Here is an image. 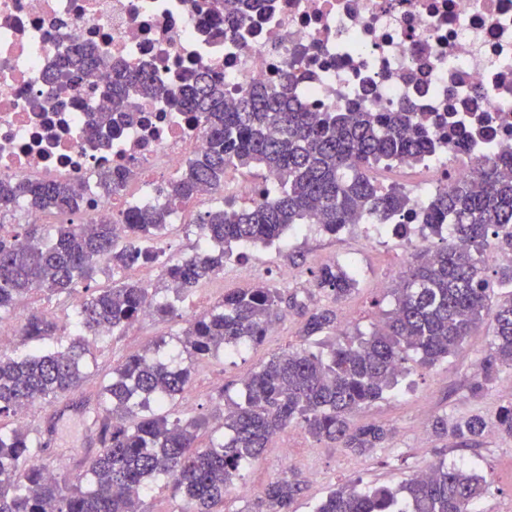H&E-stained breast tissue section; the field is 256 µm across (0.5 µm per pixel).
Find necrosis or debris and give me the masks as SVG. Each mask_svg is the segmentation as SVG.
<instances>
[{
	"mask_svg": "<svg viewBox=\"0 0 512 512\" xmlns=\"http://www.w3.org/2000/svg\"><path fill=\"white\" fill-rule=\"evenodd\" d=\"M223 9L222 0H0V179L77 182L83 222L110 224L129 206L163 204L173 175L204 151L201 124L162 98L137 100L136 123L98 136L111 70H53L77 45L171 92L210 71L228 105L288 72L290 94L314 112L444 114L469 139L415 163L425 177L405 188L420 206L467 177L473 159L512 147V0H257L230 34L210 23ZM118 166L124 185L100 197L96 176Z\"/></svg>",
	"mask_w": 512,
	"mask_h": 512,
	"instance_id": "necrosis-or-debris-1",
	"label": "necrosis or debris"
}]
</instances>
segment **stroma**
I'll list each match as a JSON object with an SVG mask.
<instances>
[{"label":"stroma","mask_w":512,"mask_h":512,"mask_svg":"<svg viewBox=\"0 0 512 512\" xmlns=\"http://www.w3.org/2000/svg\"><path fill=\"white\" fill-rule=\"evenodd\" d=\"M436 242L431 235L421 241L417 236H401L372 224H351L336 235L314 224H302L272 245L234 247L232 257L224 262L222 277L201 284L178 303L175 316H153L108 341H89L83 389L98 391L113 368L128 355L153 354L161 340L175 345V337L187 321L217 305L225 293L262 282L279 287L283 296L309 299L311 306H334L348 335L370 333L394 305L389 284L397 281L424 245ZM334 264L352 266L358 271L356 291L338 303L313 291L310 279L311 270ZM284 269L293 273L285 283L279 279ZM280 310L274 333L265 336L260 344L230 356L218 354L195 366L189 387L174 401L176 413L187 419L209 421L208 437L219 436V417L228 400L238 399L246 378L272 355L300 348L319 352L331 342L328 334L304 337L305 314L285 303ZM36 312L54 319L62 331H69L65 305L42 291L31 292L13 309L0 312V317L20 324ZM490 340L489 330L483 326L467 338L456 355L434 366L424 368L409 361V372L397 388L353 419L358 426L378 424L395 428L392 441L373 453H351L312 439L296 426L278 432L258 462L250 465L226 494L223 512H246L267 483L293 471L305 481L293 512H313L316 504L335 487L353 484L360 490L375 485L395 488L441 458L459 465H476L487 478L490 488L478 504L480 512H512V442L503 441L491 431L478 447L461 450L454 447L452 440L432 436L427 427L436 415L461 417L480 408L491 416L512 401V372L507 370L489 384L481 400H474L469 393L468 383L487 354ZM79 400V395L69 396L70 407L63 420L56 423H46L49 408L45 405L35 406L27 414L28 427L39 430L43 439L50 441L56 459L88 458L96 451L93 434L78 407Z\"/></svg>","instance_id":"35a3bbf8"}]
</instances>
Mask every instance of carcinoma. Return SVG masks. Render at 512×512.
<instances>
[{
	"instance_id": "carcinoma-1",
	"label": "carcinoma",
	"mask_w": 512,
	"mask_h": 512,
	"mask_svg": "<svg viewBox=\"0 0 512 512\" xmlns=\"http://www.w3.org/2000/svg\"><path fill=\"white\" fill-rule=\"evenodd\" d=\"M241 4L224 0V15L214 21L235 27L243 20ZM101 60L98 52L75 48L62 66L93 68ZM134 95H163L173 107L193 114L206 131L207 148L168 183V204L121 213L122 238L109 224L72 222L57 225L49 240L35 224L20 225L11 239L0 238V311L42 290L70 301L74 329L64 342L52 319L26 318L24 336L56 346L21 357L0 353V419L77 393L85 379L87 338L99 337L101 329L119 333L147 309L159 317L175 314L174 303L156 299L158 289L138 282L90 288L102 269L115 272L157 261L163 284L182 301L224 268L232 246L270 245L299 224H318L336 234L349 224H388L406 214L434 236L449 230L452 242L403 272L391 289L394 308L367 335L338 331L331 308L310 310L305 335L333 331L336 342L325 353L303 348L272 356L245 380L242 400L224 411L222 438L203 448L197 440L206 423L185 420L167 405L190 385L195 365L221 349L233 353L263 341L280 315L281 293L272 285L226 293L213 309L190 319L179 339L190 364L133 354L113 368L95 398L83 400L91 424L111 419L102 446L83 471L50 473L35 464L41 446L31 431L0 424V512H146L142 495L158 478L184 502L181 512H218L241 471L290 425L357 454L384 447L393 428L355 427L351 417L396 388L409 373L412 353L419 355L420 366H431L456 353L487 322L492 339L469 385L472 397L481 398L502 371H512V260L491 282L475 257L491 238L501 252L512 254V151L477 160L467 180L449 193L434 194L417 210L407 192L377 184L369 171L433 150L434 134L422 112H372L359 105L344 112H309L288 95L286 81L277 89L255 86L226 109L224 81L206 73L173 93L158 88L147 73L118 70L112 111L100 114L99 127L118 131L120 122L134 121ZM255 166L276 173L278 185L247 208L227 200L199 216L198 227L215 248L161 260L158 241L175 207L224 189L228 170ZM125 176L120 169L109 171L101 185L113 194ZM20 201L72 215L82 210L84 197L70 181L0 180V208ZM312 283L338 303L353 293L357 280L343 267L327 265L312 274ZM496 288L500 297L494 302ZM431 429L467 448L480 444L487 422L478 411L451 422L439 415ZM497 433L512 441V404L500 409ZM303 484L296 473L269 482L255 512H290ZM487 490L484 476L441 459L428 476L414 475L396 489L334 488L314 512H477Z\"/></svg>"
}]
</instances>
